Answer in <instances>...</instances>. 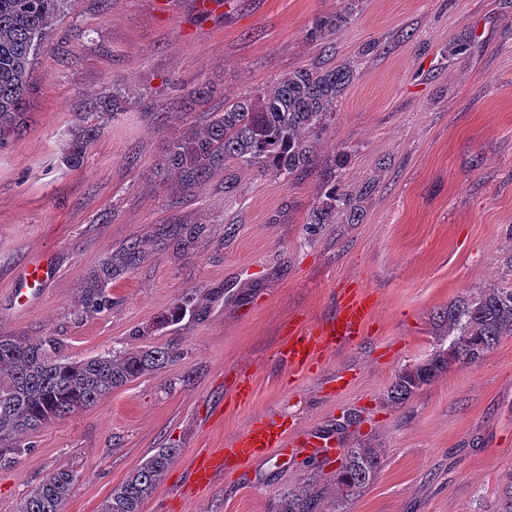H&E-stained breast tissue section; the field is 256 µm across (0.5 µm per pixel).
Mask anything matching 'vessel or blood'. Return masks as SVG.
I'll return each mask as SVG.
<instances>
[{
	"instance_id": "b4317fda",
	"label": "vessel or blood",
	"mask_w": 512,
	"mask_h": 512,
	"mask_svg": "<svg viewBox=\"0 0 512 512\" xmlns=\"http://www.w3.org/2000/svg\"><path fill=\"white\" fill-rule=\"evenodd\" d=\"M371 315L369 300L359 293H350L325 322L290 331L281 344L280 356L290 368L305 370L321 360L325 353L357 342ZM291 432V424L283 419L253 420L234 441L194 459L187 475L188 493L197 494L209 489L223 474L225 462L243 465L293 454ZM303 447L314 454L332 456L337 451L336 436L331 432L310 433L304 437Z\"/></svg>"
}]
</instances>
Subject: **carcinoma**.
Instances as JSON below:
<instances>
[{"label":"carcinoma","mask_w":512,"mask_h":512,"mask_svg":"<svg viewBox=\"0 0 512 512\" xmlns=\"http://www.w3.org/2000/svg\"><path fill=\"white\" fill-rule=\"evenodd\" d=\"M358 0H347L343 10L317 19L309 38L323 39L348 23ZM67 0H0V149L23 129V108L30 90V73ZM349 67L301 68L254 94L224 104L202 126H190L173 141L164 160L165 175L183 191L191 190L237 159L256 165L285 180L314 164L306 136L323 127L351 83ZM96 135L93 125L72 140L68 161L83 163ZM352 207L339 186L332 185L313 211L310 223L332 224L336 215ZM205 232L201 224H162L155 230L161 242L172 240L190 250ZM141 240L135 239L110 254L86 276L81 289V313L99 315L112 308V281L141 260ZM209 306L186 297L174 301L154 323L174 326L185 316L208 317ZM448 347L426 363L406 369L390 389V398L403 403L423 385L454 364H473L503 336L512 335V288H491L485 294L448 308ZM177 356L167 346L112 350L82 359L66 358L52 336L21 340L0 336V468L10 466L32 445L23 437L54 421L88 408L112 391L162 370ZM174 447L158 448L131 472L100 504L99 512H142L169 464L178 455ZM382 458L370 447L346 448L336 471V499L357 497L381 469ZM78 481L69 467H58L28 494L21 512H63ZM321 494L288 489L278 495L273 512H321ZM497 512H512V473L498 496Z\"/></svg>","instance_id":"1"}]
</instances>
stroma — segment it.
Here are the masks:
<instances>
[{
    "instance_id": "obj_1",
    "label": "stroma",
    "mask_w": 512,
    "mask_h": 512,
    "mask_svg": "<svg viewBox=\"0 0 512 512\" xmlns=\"http://www.w3.org/2000/svg\"><path fill=\"white\" fill-rule=\"evenodd\" d=\"M345 3L68 0L34 65L25 128L0 149V336H52L76 359L172 343L180 355L34 434L32 451L0 468V512H19L62 465L80 476L64 512H98L168 446L179 453L143 512H269L281 490L311 483L325 491L323 512H496L512 472V336L403 403L388 395L439 350L451 303L512 288V0H359L345 26L310 40L315 20ZM316 65L355 78L313 139L311 171L283 182L231 158L193 191L171 187L161 164L187 127ZM204 80L216 92L185 105ZM112 90L123 111L100 118L86 163L71 167L73 134ZM333 176L353 207L311 232ZM159 224L206 231L183 253L152 242ZM136 237L147 252L113 281L112 309L82 316L84 277ZM38 260L52 280L20 295ZM353 287L374 302L364 338L292 372L279 356L289 327L325 320ZM185 296L207 302L208 317L153 330ZM243 369L245 405L233 390ZM342 370L350 387L328 392ZM268 416L293 422V441L331 430L340 447L379 449L383 465L341 505L338 460L306 453L182 498L200 452Z\"/></svg>"
}]
</instances>
